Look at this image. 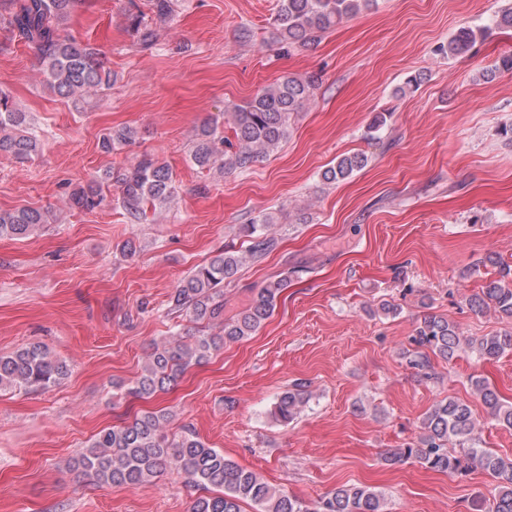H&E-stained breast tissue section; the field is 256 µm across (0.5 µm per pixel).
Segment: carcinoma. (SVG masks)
I'll use <instances>...</instances> for the list:
<instances>
[{
	"instance_id": "carcinoma-1",
	"label": "carcinoma",
	"mask_w": 512,
	"mask_h": 512,
	"mask_svg": "<svg viewBox=\"0 0 512 512\" xmlns=\"http://www.w3.org/2000/svg\"><path fill=\"white\" fill-rule=\"evenodd\" d=\"M77 0H0L7 14V28L21 39L35 45L50 90L77 103L92 91L112 86V71L100 59V53L88 44L66 35L62 24ZM375 0H278L275 21L280 40L290 47H307L342 20L371 8ZM172 0H152L153 21L170 18ZM131 28L143 46L152 45L154 31L141 15L130 14ZM512 29V2L501 8L492 25L477 29L463 28L437 47L450 57L470 50L495 29ZM315 77L287 76L264 87L248 102L231 113L234 140L221 135L219 118L206 121L195 135L190 152L198 167L218 168L223 172L249 167L258 158L276 148L288 137L292 116L311 100ZM133 132L123 129L103 136L99 147L112 152L117 144L132 142ZM41 147L39 135L30 127L28 115L12 106L9 96L0 91V155L24 162ZM367 163L363 154L341 157L323 173L332 182L346 179ZM119 207L132 224L145 219L148 208H163L173 194L168 168L155 157L145 154L117 177ZM103 202L102 182H91L76 189L70 206L92 211ZM49 223L47 212L24 206L0 211V237L23 238ZM272 218L260 224H243L241 232L251 238L247 256L221 251L183 279L170 297V307L185 311L196 322L218 328L215 335H199L187 341L170 338L153 347L150 363L127 394L145 398L168 390L192 365L207 360L220 347L254 335L273 315L277 299L288 287V278L268 280L249 305L236 316L224 318V285L230 283L245 258L261 260L276 246L268 235ZM488 262L496 269L481 292L469 300L471 308L482 313L494 309L512 318V266L499 258ZM415 343L444 360H451L462 346L478 358L496 359L512 352V330L462 341L458 328L447 318L424 315L416 328ZM67 364L54 359L37 345L25 346L9 355H0V389H48L67 375ZM474 393L481 399L488 415L497 425L512 429V404L503 403L484 380L472 381ZM308 385L296 383L283 392L274 404L275 420L290 424L309 402ZM166 415L144 412L120 426L101 429L87 449L72 459L73 469L92 476L101 484L139 488L168 471L184 476L185 484L202 491L188 512H242L241 504L255 507V512H387L385 499L378 491L355 485H341L315 508L276 489L255 472L247 470L212 448L190 430L179 438L165 432ZM392 464L412 463L426 469L464 475L476 467L496 481L492 498L476 503L480 512H512V457H503L482 447L479 426L470 406L455 399L442 400L427 414L417 441L387 453Z\"/></svg>"
}]
</instances>
